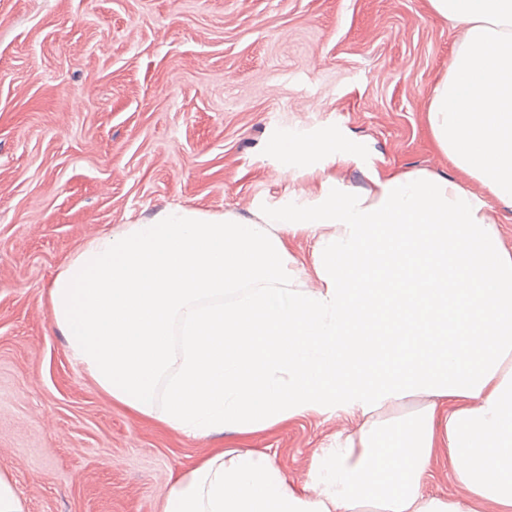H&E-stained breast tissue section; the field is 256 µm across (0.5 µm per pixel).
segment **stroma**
<instances>
[{
	"instance_id": "obj_1",
	"label": "stroma",
	"mask_w": 512,
	"mask_h": 512,
	"mask_svg": "<svg viewBox=\"0 0 512 512\" xmlns=\"http://www.w3.org/2000/svg\"><path fill=\"white\" fill-rule=\"evenodd\" d=\"M459 30L429 0H0V472L25 512H161L169 476L253 448L312 483L359 416L193 437L111 401L69 355L49 287L94 236L170 204L249 214L311 174L277 139L349 149L337 172L456 171L425 112ZM426 494L460 499L447 449Z\"/></svg>"
}]
</instances>
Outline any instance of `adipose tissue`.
<instances>
[{
	"label": "adipose tissue",
	"mask_w": 512,
	"mask_h": 512,
	"mask_svg": "<svg viewBox=\"0 0 512 512\" xmlns=\"http://www.w3.org/2000/svg\"><path fill=\"white\" fill-rule=\"evenodd\" d=\"M429 2L462 27L426 112L460 178L373 169L352 190L329 174L350 152L290 138L279 155L320 173L314 192L247 216L166 207L94 237L52 280L70 356L136 415L194 437L365 418L318 455L313 484L220 450L171 473L163 512H512V253L490 215L512 207V0ZM297 232L314 241L312 288ZM440 436L467 499L421 491ZM312 238L304 232L289 236V250L304 270L303 279H312L311 250Z\"/></svg>",
	"instance_id": "1"
}]
</instances>
